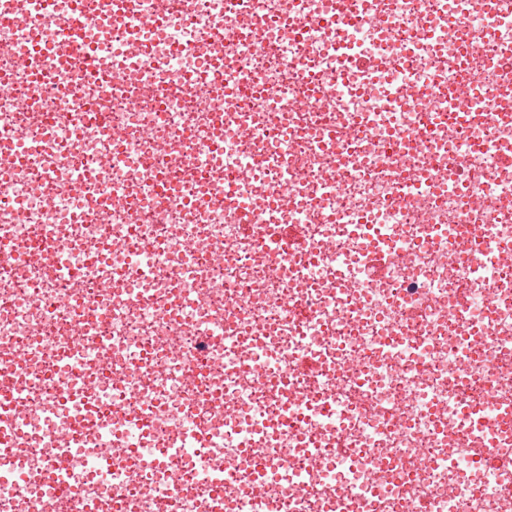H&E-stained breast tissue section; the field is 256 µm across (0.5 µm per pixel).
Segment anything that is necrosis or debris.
I'll list each match as a JSON object with an SVG mask.
<instances>
[{
    "instance_id": "1",
    "label": "necrosis or debris",
    "mask_w": 512,
    "mask_h": 512,
    "mask_svg": "<svg viewBox=\"0 0 512 512\" xmlns=\"http://www.w3.org/2000/svg\"><path fill=\"white\" fill-rule=\"evenodd\" d=\"M50 2L0 14V512L56 456L66 512H512V0H112L86 56Z\"/></svg>"
}]
</instances>
